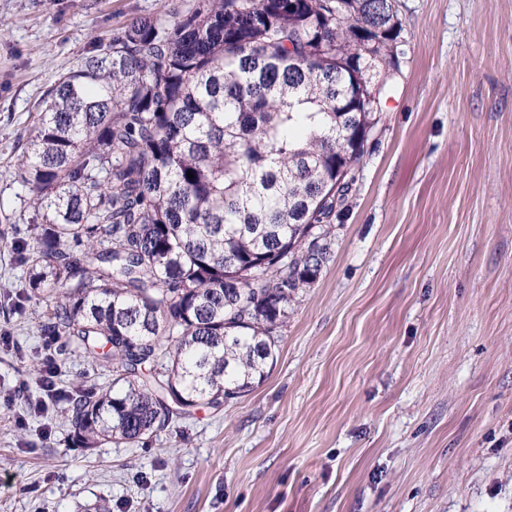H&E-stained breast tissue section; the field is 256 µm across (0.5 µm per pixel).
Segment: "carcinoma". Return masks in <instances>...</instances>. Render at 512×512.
Returning a JSON list of instances; mask_svg holds the SVG:
<instances>
[{
    "label": "carcinoma",
    "mask_w": 512,
    "mask_h": 512,
    "mask_svg": "<svg viewBox=\"0 0 512 512\" xmlns=\"http://www.w3.org/2000/svg\"><path fill=\"white\" fill-rule=\"evenodd\" d=\"M339 4L353 23L324 0H163L45 91L17 252L55 300L41 334L119 366L66 396L72 444L139 443L267 377L364 155L349 87L385 99L401 55L389 0Z\"/></svg>",
    "instance_id": "1"
}]
</instances>
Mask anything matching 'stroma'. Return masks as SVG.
Segmentation results:
<instances>
[{"instance_id":"stroma-1","label":"stroma","mask_w":512,"mask_h":512,"mask_svg":"<svg viewBox=\"0 0 512 512\" xmlns=\"http://www.w3.org/2000/svg\"><path fill=\"white\" fill-rule=\"evenodd\" d=\"M159 0H0V512H512V0H395L404 53L260 385L134 446L40 393L13 249L44 90ZM58 385L116 367L56 345Z\"/></svg>"}]
</instances>
